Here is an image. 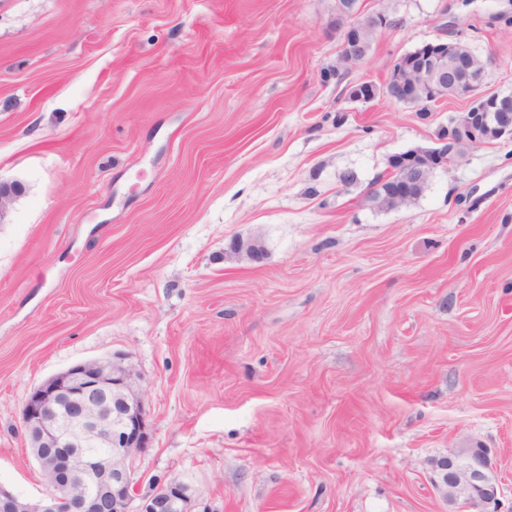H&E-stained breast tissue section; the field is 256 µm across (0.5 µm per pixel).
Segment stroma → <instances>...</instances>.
<instances>
[{"label": "stroma", "instance_id": "1", "mask_svg": "<svg viewBox=\"0 0 512 512\" xmlns=\"http://www.w3.org/2000/svg\"><path fill=\"white\" fill-rule=\"evenodd\" d=\"M334 5L0 0V181L23 187L0 217V485L46 493L33 387L122 354L153 432L139 493L175 478L192 512H448L434 467L477 441L512 512V142L378 208L390 156L465 104L344 102L323 77ZM359 6L395 25L347 82L459 39L484 91L512 93V0Z\"/></svg>", "mask_w": 512, "mask_h": 512}]
</instances>
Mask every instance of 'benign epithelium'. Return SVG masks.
<instances>
[{
  "mask_svg": "<svg viewBox=\"0 0 512 512\" xmlns=\"http://www.w3.org/2000/svg\"><path fill=\"white\" fill-rule=\"evenodd\" d=\"M370 28L383 36L392 27L383 11L371 13ZM341 48L365 57L360 33L349 36L342 25ZM448 43L429 44V51L393 62L380 92L361 88L345 92L344 101L370 103L380 95L392 103L417 109L432 102L422 94L428 87L466 101L451 126L440 130L436 148H415L388 161V189L376 196L387 210L402 207L413 189L436 169L447 167L460 146L512 139V99L482 92L485 69L464 43L470 61L460 66L439 50ZM140 375L121 355L80 362L35 386L21 408L27 445L35 458L47 493L31 502L0 486V512H192L191 494L178 480L138 493L133 462L149 447L151 429ZM435 487L448 502V512H500L501 488L489 450L477 444L437 464Z\"/></svg>",
  "mask_w": 512,
  "mask_h": 512,
  "instance_id": "benign-epithelium-1",
  "label": "benign epithelium"
}]
</instances>
